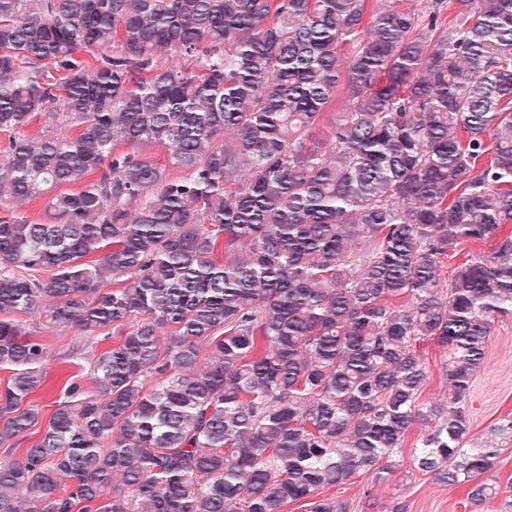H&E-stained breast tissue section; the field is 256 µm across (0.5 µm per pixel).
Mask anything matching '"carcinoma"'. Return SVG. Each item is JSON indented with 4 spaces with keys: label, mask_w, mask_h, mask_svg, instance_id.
Listing matches in <instances>:
<instances>
[{
    "label": "carcinoma",
    "mask_w": 512,
    "mask_h": 512,
    "mask_svg": "<svg viewBox=\"0 0 512 512\" xmlns=\"http://www.w3.org/2000/svg\"><path fill=\"white\" fill-rule=\"evenodd\" d=\"M0 132V204L49 214L0 211V512H348L408 444L496 494L512 419L464 404L512 313V0H0ZM39 309L94 391L32 441ZM427 347V366L431 372L432 382L421 397V400L432 402L442 397L444 391L442 380V367L445 363V356L436 343H429Z\"/></svg>",
    "instance_id": "1"
}]
</instances>
